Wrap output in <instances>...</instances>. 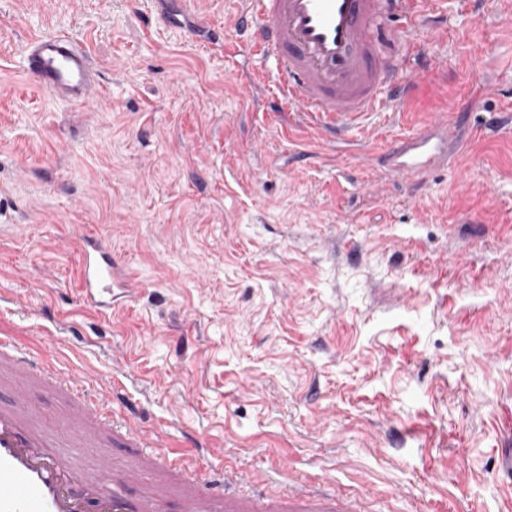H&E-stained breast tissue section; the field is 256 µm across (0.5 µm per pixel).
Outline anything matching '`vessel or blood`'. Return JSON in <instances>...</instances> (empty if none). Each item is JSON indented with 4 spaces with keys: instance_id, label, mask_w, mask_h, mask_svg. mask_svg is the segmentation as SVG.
<instances>
[{
    "instance_id": "b4317fda",
    "label": "vessel or blood",
    "mask_w": 512,
    "mask_h": 512,
    "mask_svg": "<svg viewBox=\"0 0 512 512\" xmlns=\"http://www.w3.org/2000/svg\"><path fill=\"white\" fill-rule=\"evenodd\" d=\"M236 31L241 46L273 59L274 81L254 71L246 95L263 94L273 115L342 148L383 176L423 182L448 167L463 140L465 113L456 107L427 128L392 139L378 154L357 137L378 108L396 110L411 95L412 74L430 65L418 40L425 0H241ZM25 73L60 102L94 103L101 91L88 51L71 36L32 40ZM79 287L91 310H111L113 289L133 296L141 286L124 272L106 238L76 241ZM35 389L54 392L69 406L79 438L125 448L122 468L78 460L53 449L30 400ZM120 384L88 400L84 382L61 375L51 359L13 336H0V512H358L355 499L295 489L287 495L235 492L238 472L214 475L204 454L189 460L146 449L152 432L120 402Z\"/></svg>"
}]
</instances>
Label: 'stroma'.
Wrapping results in <instances>:
<instances>
[{"instance_id": "obj_1", "label": "stroma", "mask_w": 512, "mask_h": 512, "mask_svg": "<svg viewBox=\"0 0 512 512\" xmlns=\"http://www.w3.org/2000/svg\"><path fill=\"white\" fill-rule=\"evenodd\" d=\"M507 0L428 4L422 73L371 146L465 104L458 165L371 186L242 91L259 60L167 28L162 0H0V332L89 396L121 361L142 426L248 482L331 484L360 512H512V26ZM236 0H194L235 46ZM86 47L102 100L35 88L28 41ZM488 88L469 102L470 84ZM141 281L86 309L75 241ZM287 470H280V463Z\"/></svg>"}]
</instances>
